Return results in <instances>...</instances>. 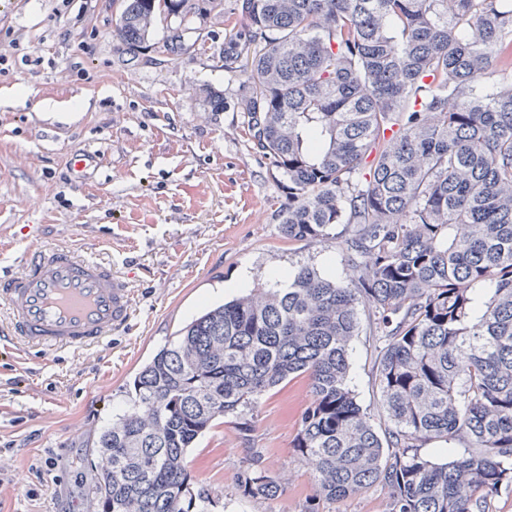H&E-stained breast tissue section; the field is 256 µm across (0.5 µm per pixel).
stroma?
<instances>
[{
  "instance_id": "1",
  "label": "stroma",
  "mask_w": 512,
  "mask_h": 512,
  "mask_svg": "<svg viewBox=\"0 0 512 512\" xmlns=\"http://www.w3.org/2000/svg\"><path fill=\"white\" fill-rule=\"evenodd\" d=\"M114 0H0V272L29 249L72 247L111 265L134 295L129 324L102 343L45 353H0V512H94L88 476L102 469L99 435L128 407L141 366L205 308L251 282L310 264L344 280L336 225L329 240L291 242L279 231L287 198L278 172L252 149L238 110L240 77L220 55L231 11L186 35L177 57L159 50L118 63ZM224 94L209 111L203 91ZM96 161L74 181L73 154ZM371 355L352 342L349 384L375 409ZM309 399L305 379L267 392L249 419L215 422L186 455L209 512H303L315 493L292 448ZM249 434H242V424ZM261 449L283 494L243 499L247 447Z\"/></svg>"
}]
</instances>
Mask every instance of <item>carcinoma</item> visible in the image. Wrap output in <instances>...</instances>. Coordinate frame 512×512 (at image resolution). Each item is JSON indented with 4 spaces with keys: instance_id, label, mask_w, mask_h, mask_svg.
<instances>
[{
    "instance_id": "carcinoma-1",
    "label": "carcinoma",
    "mask_w": 512,
    "mask_h": 512,
    "mask_svg": "<svg viewBox=\"0 0 512 512\" xmlns=\"http://www.w3.org/2000/svg\"><path fill=\"white\" fill-rule=\"evenodd\" d=\"M223 0H120L112 39L135 61ZM224 69L244 77L248 139L288 187L279 229L353 224L338 280L303 264L205 311L136 373L98 441L97 512H206L187 450L298 377L293 448L320 501L380 488L389 512H490L512 487V9L501 0H235ZM484 286L485 300L473 294ZM377 406L348 384L360 332ZM440 444L437 454L426 452ZM242 495L284 491L251 449Z\"/></svg>"
}]
</instances>
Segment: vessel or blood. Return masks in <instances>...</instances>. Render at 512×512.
<instances>
[{"mask_svg":"<svg viewBox=\"0 0 512 512\" xmlns=\"http://www.w3.org/2000/svg\"><path fill=\"white\" fill-rule=\"evenodd\" d=\"M14 340L43 352L90 345L124 327L133 307L125 279L67 248L32 249L0 275Z\"/></svg>","mask_w":512,"mask_h":512,"instance_id":"vessel-or-blood-1","label":"vessel or blood"}]
</instances>
